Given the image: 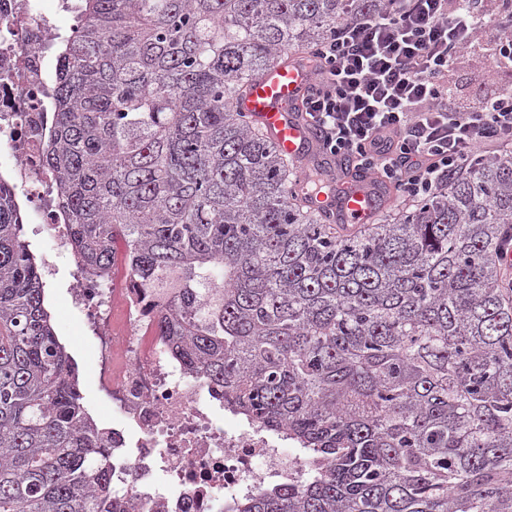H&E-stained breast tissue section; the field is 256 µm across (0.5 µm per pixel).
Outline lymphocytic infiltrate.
Returning a JSON list of instances; mask_svg holds the SVG:
<instances>
[{
  "label": "lymphocytic infiltrate",
  "mask_w": 512,
  "mask_h": 512,
  "mask_svg": "<svg viewBox=\"0 0 512 512\" xmlns=\"http://www.w3.org/2000/svg\"><path fill=\"white\" fill-rule=\"evenodd\" d=\"M385 0L380 12L337 22L321 43L304 114L322 152L400 188L416 203L451 173L512 149V85L473 110L449 112L448 75L461 53L493 35L512 69V0Z\"/></svg>",
  "instance_id": "obj_1"
}]
</instances>
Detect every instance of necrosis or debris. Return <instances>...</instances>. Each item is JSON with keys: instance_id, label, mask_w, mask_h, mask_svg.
I'll list each match as a JSON object with an SVG mask.
<instances>
[{"instance_id": "obj_1", "label": "necrosis or debris", "mask_w": 512, "mask_h": 512, "mask_svg": "<svg viewBox=\"0 0 512 512\" xmlns=\"http://www.w3.org/2000/svg\"><path fill=\"white\" fill-rule=\"evenodd\" d=\"M43 0H0V165L29 225L45 233L46 274L58 259L72 268L71 304L94 345L96 394L119 423L112 450V493L132 512H223L261 486L303 482L305 455L280 436L213 406L156 333L168 293L137 287L123 258L107 279L81 272L69 244L56 182L44 166L51 134L49 54L62 28Z\"/></svg>"}]
</instances>
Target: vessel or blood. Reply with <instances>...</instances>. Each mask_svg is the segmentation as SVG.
Returning <instances> with one entry per match:
<instances>
[{
	"label": "vessel or blood",
	"mask_w": 512,
	"mask_h": 512,
	"mask_svg": "<svg viewBox=\"0 0 512 512\" xmlns=\"http://www.w3.org/2000/svg\"><path fill=\"white\" fill-rule=\"evenodd\" d=\"M312 68L301 58L266 70L252 82L240 109L263 129L282 154L295 160L312 156L315 135L304 120L302 100ZM384 190L369 173L348 175L336 188L308 195L312 210L335 216L340 224H368L374 219Z\"/></svg>",
	"instance_id": "obj_1"
}]
</instances>
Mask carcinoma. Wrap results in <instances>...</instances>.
I'll return each mask as SVG.
<instances>
[{
	"label": "carcinoma",
	"instance_id": "cac0c4a2",
	"mask_svg": "<svg viewBox=\"0 0 512 512\" xmlns=\"http://www.w3.org/2000/svg\"><path fill=\"white\" fill-rule=\"evenodd\" d=\"M384 0H80L45 154L87 273L123 243L171 288L162 343L310 454L224 512H512V154L335 230L236 108L249 82ZM0 177V512H127Z\"/></svg>",
	"mask_w": 512,
	"mask_h": 512
}]
</instances>
